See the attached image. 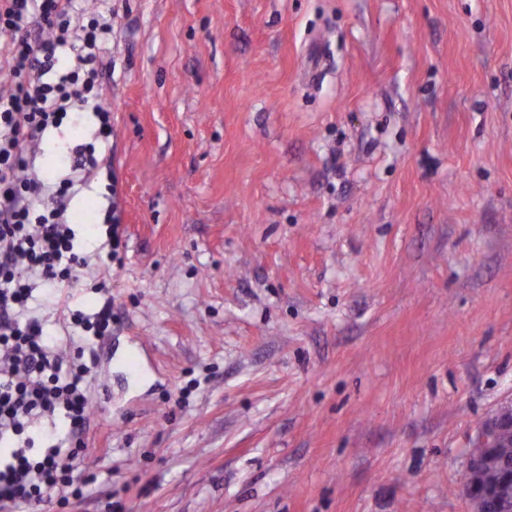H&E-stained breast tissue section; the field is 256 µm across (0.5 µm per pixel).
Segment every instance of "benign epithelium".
Here are the masks:
<instances>
[{"label":"benign epithelium","mask_w":512,"mask_h":512,"mask_svg":"<svg viewBox=\"0 0 512 512\" xmlns=\"http://www.w3.org/2000/svg\"><path fill=\"white\" fill-rule=\"evenodd\" d=\"M503 410L502 406L497 408L482 421L470 452L467 465L470 479L461 486V491L470 502L472 512H484V502L495 494L505 498L512 493V420L503 418ZM490 448L499 450L503 471L502 483L493 492L484 489L479 480L480 465Z\"/></svg>","instance_id":"7a95c632"}]
</instances>
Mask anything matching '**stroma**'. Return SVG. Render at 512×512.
<instances>
[{
	"label": "stroma",
	"instance_id": "stroma-1",
	"mask_svg": "<svg viewBox=\"0 0 512 512\" xmlns=\"http://www.w3.org/2000/svg\"><path fill=\"white\" fill-rule=\"evenodd\" d=\"M104 63L68 214L122 244L44 314L112 299L82 491L11 512H471L512 402V0H112ZM506 407L511 410V403L497 408L480 424L467 465L471 476L466 471L461 478L462 494L470 502L473 512H484L483 503L494 496L490 490L483 488L479 480V468L488 448L499 450V464L503 471L502 483L493 492L504 498L509 492L512 496V419L503 418Z\"/></svg>",
	"mask_w": 512,
	"mask_h": 512
}]
</instances>
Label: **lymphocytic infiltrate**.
I'll return each instance as SVG.
<instances>
[{"label": "lymphocytic infiltrate", "mask_w": 512, "mask_h": 512, "mask_svg": "<svg viewBox=\"0 0 512 512\" xmlns=\"http://www.w3.org/2000/svg\"><path fill=\"white\" fill-rule=\"evenodd\" d=\"M77 0H0V503L16 504L73 484L74 443L84 426L92 368L85 348L112 325V305L73 313L75 347L45 332L34 302L51 307L80 276L105 288L107 262L92 266L75 250L68 197L95 168V147L79 144L58 158V184L23 178L25 152L71 113L88 112L100 137L112 133L102 102L103 61L112 11L85 13Z\"/></svg>", "instance_id": "lymphocytic-infiltrate-1"}]
</instances>
